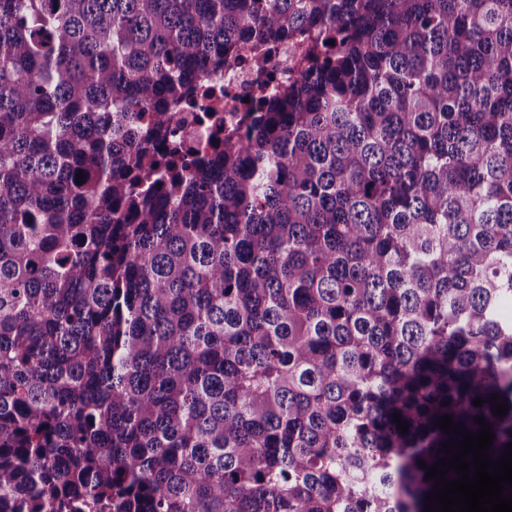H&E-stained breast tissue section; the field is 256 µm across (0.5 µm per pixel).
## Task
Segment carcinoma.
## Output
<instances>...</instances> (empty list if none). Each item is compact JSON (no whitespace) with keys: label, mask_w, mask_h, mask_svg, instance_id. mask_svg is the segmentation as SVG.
I'll return each mask as SVG.
<instances>
[{"label":"carcinoma","mask_w":512,"mask_h":512,"mask_svg":"<svg viewBox=\"0 0 512 512\" xmlns=\"http://www.w3.org/2000/svg\"><path fill=\"white\" fill-rule=\"evenodd\" d=\"M511 309L512 0H0V512H425ZM305 52L301 42H288L280 46L268 58L266 71L274 76L272 82L260 78L251 69L244 68L239 62L235 66L226 65L211 77L212 84L219 85L227 93L224 99V124L226 127L235 125L241 116L236 107H241V101L251 98L265 87V92H271L277 84L292 83L298 80L304 70L302 58ZM196 111L189 108H180L176 112L177 134L184 142L191 146H204L210 140V134L206 126L196 120Z\"/></svg>","instance_id":"obj_1"}]
</instances>
